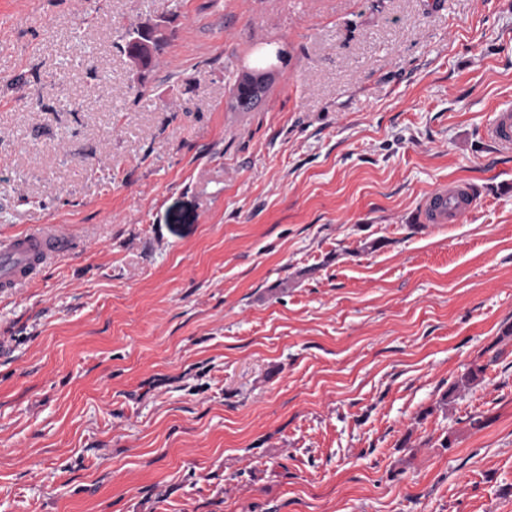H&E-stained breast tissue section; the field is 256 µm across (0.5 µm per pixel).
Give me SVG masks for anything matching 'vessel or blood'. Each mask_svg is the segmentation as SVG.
Wrapping results in <instances>:
<instances>
[{
    "label": "vessel or blood",
    "instance_id": "vessel-or-blood-1",
    "mask_svg": "<svg viewBox=\"0 0 512 512\" xmlns=\"http://www.w3.org/2000/svg\"><path fill=\"white\" fill-rule=\"evenodd\" d=\"M484 136L502 154L512 153V108L495 112L484 128ZM473 185L457 180L426 195L419 218L428 224L458 222L475 205ZM72 241L56 226L47 225L0 241V290L11 291L27 281L43 262L72 252Z\"/></svg>",
    "mask_w": 512,
    "mask_h": 512
}]
</instances>
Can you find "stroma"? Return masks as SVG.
<instances>
[{"mask_svg":"<svg viewBox=\"0 0 512 512\" xmlns=\"http://www.w3.org/2000/svg\"><path fill=\"white\" fill-rule=\"evenodd\" d=\"M509 104L512 0H0V238L75 242L0 292V512H512ZM144 30V33L140 29L128 32L125 36V49L135 63L140 64L142 67H148L154 55L162 50L165 45V39L150 28H145ZM483 132L485 138L502 154L509 156L512 153V108L507 107L495 112ZM473 185L457 180L426 195L419 207V219L426 224H454L475 205Z\"/></svg>","mask_w":512,"mask_h":512,"instance_id":"obj_1","label":"stroma"}]
</instances>
